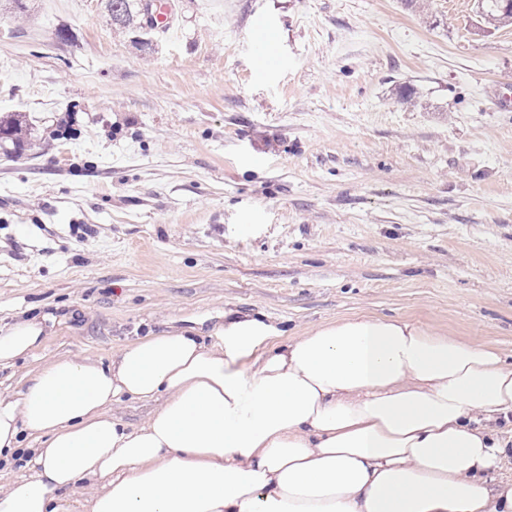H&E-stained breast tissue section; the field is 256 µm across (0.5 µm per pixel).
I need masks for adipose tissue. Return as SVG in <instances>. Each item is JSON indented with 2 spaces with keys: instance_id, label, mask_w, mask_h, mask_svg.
Returning a JSON list of instances; mask_svg holds the SVG:
<instances>
[{
  "instance_id": "1",
  "label": "adipose tissue",
  "mask_w": 512,
  "mask_h": 512,
  "mask_svg": "<svg viewBox=\"0 0 512 512\" xmlns=\"http://www.w3.org/2000/svg\"><path fill=\"white\" fill-rule=\"evenodd\" d=\"M42 333L35 317L0 329V365ZM121 396L157 407L132 428L110 412ZM509 415L497 349L412 321L153 333L108 364L57 358L0 400V463L33 468L0 512H70L84 481L85 512H512V481L488 478L512 442L481 423Z\"/></svg>"
}]
</instances>
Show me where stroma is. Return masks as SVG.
Segmentation results:
<instances>
[{"label":"stroma","mask_w":512,"mask_h":512,"mask_svg":"<svg viewBox=\"0 0 512 512\" xmlns=\"http://www.w3.org/2000/svg\"><path fill=\"white\" fill-rule=\"evenodd\" d=\"M0 0V366L108 362L148 333L258 317L418 322L512 362V27L477 0H164L180 36L114 33L105 0ZM67 37H60V30ZM10 116L2 119L0 116V146H4L6 142H11L14 145V151L31 149L35 146L30 141L31 131L29 125L21 115V112H11ZM42 333L43 327L37 317L0 329V365L14 364L38 348L44 339Z\"/></svg>","instance_id":"35a3bbf8"}]
</instances>
